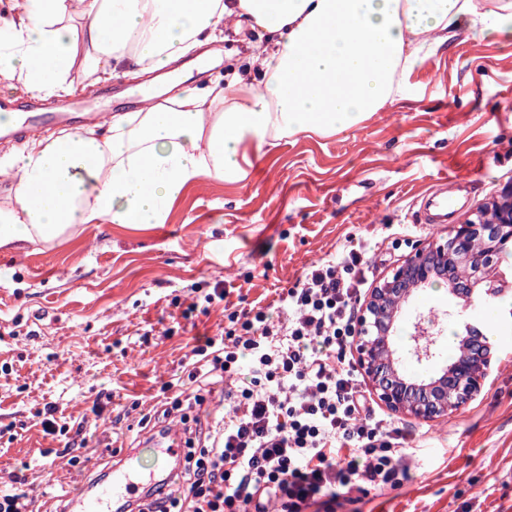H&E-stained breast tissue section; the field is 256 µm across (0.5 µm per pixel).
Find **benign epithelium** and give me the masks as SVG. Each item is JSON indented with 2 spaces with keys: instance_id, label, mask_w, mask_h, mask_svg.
Wrapping results in <instances>:
<instances>
[{
  "instance_id": "7a95c632",
  "label": "benign epithelium",
  "mask_w": 512,
  "mask_h": 512,
  "mask_svg": "<svg viewBox=\"0 0 512 512\" xmlns=\"http://www.w3.org/2000/svg\"><path fill=\"white\" fill-rule=\"evenodd\" d=\"M486 207L494 210V223L466 220L454 227L449 242L417 243L402 263L372 289L356 320L359 365L378 399L394 412L424 420L445 416L474 400L489 377L493 344L487 333L467 322L462 314L474 301L496 302L505 292L489 283V273L499 247L512 241V184L505 186ZM479 236L487 241L482 251L472 247L473 238ZM450 259L467 266L470 276L460 280L448 275ZM440 279L448 283V295L460 307L448 315L459 317L456 338L462 345L461 356L431 376L411 375L403 370L394 349L401 305ZM413 326L411 341L419 359H431L444 335L441 317L433 311L419 312Z\"/></svg>"
}]
</instances>
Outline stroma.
<instances>
[{
	"instance_id": "35a3bbf8",
	"label": "stroma",
	"mask_w": 512,
	"mask_h": 512,
	"mask_svg": "<svg viewBox=\"0 0 512 512\" xmlns=\"http://www.w3.org/2000/svg\"><path fill=\"white\" fill-rule=\"evenodd\" d=\"M143 81L119 74L82 95L118 112ZM409 82V98L357 128L252 151L241 182L202 178L167 223L87 224L52 247L0 252V490L21 481L32 512H55L108 473L115 451L152 464L150 440L179 419L144 427L141 413L224 326L225 308L275 304L351 237L372 245L382 279L417 242L447 238L415 221L433 182L467 179L471 213L512 183V39L459 32ZM219 280L224 303L192 308ZM491 339L492 375L473 401L433 420L393 413L420 440L409 477L308 512H512V327ZM49 421L83 425L78 464Z\"/></svg>"
}]
</instances>
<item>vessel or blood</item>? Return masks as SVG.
<instances>
[{"label": "vessel or blood", "instance_id": "vessel-or-blood-1", "mask_svg": "<svg viewBox=\"0 0 512 512\" xmlns=\"http://www.w3.org/2000/svg\"><path fill=\"white\" fill-rule=\"evenodd\" d=\"M99 117V112L84 102L74 103L61 112H45L32 103L22 117L0 126V139H17L28 132L60 124L84 128L94 124ZM447 188V183H439L419 198L421 224L436 229L453 223L461 215L462 206L449 196ZM162 445L165 458L160 466L142 471L126 461H118L112 467V477L108 482L94 480L85 484L81 491L66 494L63 512H112L117 504L136 502L143 480L150 479L158 484L170 482L185 466L186 444L179 433L173 432L165 435Z\"/></svg>", "mask_w": 512, "mask_h": 512}]
</instances>
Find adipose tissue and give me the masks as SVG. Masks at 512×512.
Instances as JSON below:
<instances>
[{
	"label": "adipose tissue",
	"instance_id": "obj_1",
	"mask_svg": "<svg viewBox=\"0 0 512 512\" xmlns=\"http://www.w3.org/2000/svg\"><path fill=\"white\" fill-rule=\"evenodd\" d=\"M0 83L49 98L168 69L248 24L245 72L144 97L98 128L29 134L0 157V251L54 246L84 224L166 223L208 177L244 179L248 148L333 136L405 99L407 76L463 29L512 37V0H13Z\"/></svg>",
	"mask_w": 512,
	"mask_h": 512
}]
</instances>
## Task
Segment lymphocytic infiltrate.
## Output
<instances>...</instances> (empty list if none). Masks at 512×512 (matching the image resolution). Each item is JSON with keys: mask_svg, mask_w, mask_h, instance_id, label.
Masks as SVG:
<instances>
[{"mask_svg": "<svg viewBox=\"0 0 512 512\" xmlns=\"http://www.w3.org/2000/svg\"><path fill=\"white\" fill-rule=\"evenodd\" d=\"M367 247L347 239L307 268L278 302L287 320L256 306L227 316L224 334L192 349L190 382L224 383L229 410L210 444L189 455L183 497L156 487L137 512H307L323 497L407 474L412 431L382 424L346 358L368 286Z\"/></svg>", "mask_w": 512, "mask_h": 512, "instance_id": "obj_1", "label": "lymphocytic infiltrate"}]
</instances>
